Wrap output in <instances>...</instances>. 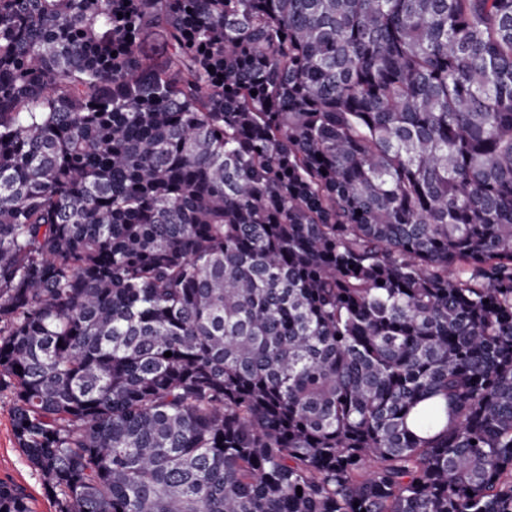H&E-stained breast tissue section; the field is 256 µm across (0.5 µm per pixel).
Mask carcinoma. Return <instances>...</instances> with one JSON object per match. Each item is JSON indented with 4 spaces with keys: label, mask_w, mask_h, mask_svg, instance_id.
I'll return each mask as SVG.
<instances>
[{
    "label": "carcinoma",
    "mask_w": 512,
    "mask_h": 512,
    "mask_svg": "<svg viewBox=\"0 0 512 512\" xmlns=\"http://www.w3.org/2000/svg\"><path fill=\"white\" fill-rule=\"evenodd\" d=\"M1 390L56 512H512V0H0Z\"/></svg>",
    "instance_id": "cac0c4a2"
}]
</instances>
